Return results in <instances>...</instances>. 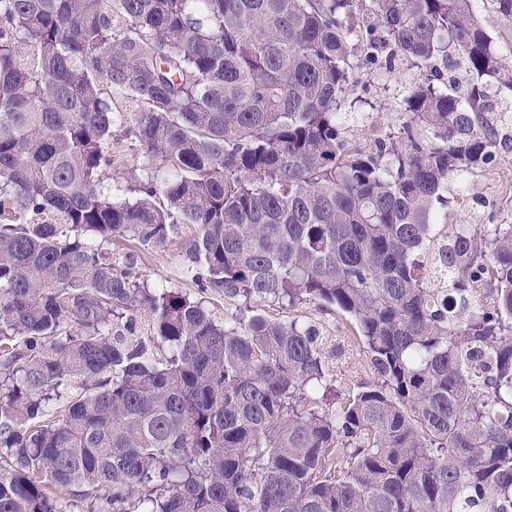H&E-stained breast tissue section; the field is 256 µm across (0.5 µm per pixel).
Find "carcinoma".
I'll use <instances>...</instances> for the list:
<instances>
[{"label": "carcinoma", "instance_id": "1", "mask_svg": "<svg viewBox=\"0 0 512 512\" xmlns=\"http://www.w3.org/2000/svg\"><path fill=\"white\" fill-rule=\"evenodd\" d=\"M369 2L0 0V512H512V224L437 223L512 65L476 0ZM176 237L231 320L109 251ZM306 301L377 375L336 407L343 346L261 312ZM420 78L419 71L416 69H400L392 73L376 71L363 75L362 80H368L367 85L370 86V93L366 97L373 108L362 104L355 109L354 113L350 114L349 120L346 122L350 134L363 145L372 147L376 137V128L369 127L365 118L373 114L378 128L398 123L401 113L399 96L409 84ZM375 120H372L371 123L376 127ZM117 159L118 162L115 164L114 171L112 170V176L115 180L109 181L110 187L114 193L119 194V198L132 199L135 196L134 194H130L126 190L115 191V189L121 188L124 190L129 185L127 180L130 181L132 173L141 177L143 172L140 169L144 166V161L140 156H134L128 152L122 153ZM134 169H137V171H134Z\"/></svg>", "mask_w": 512, "mask_h": 512}]
</instances>
